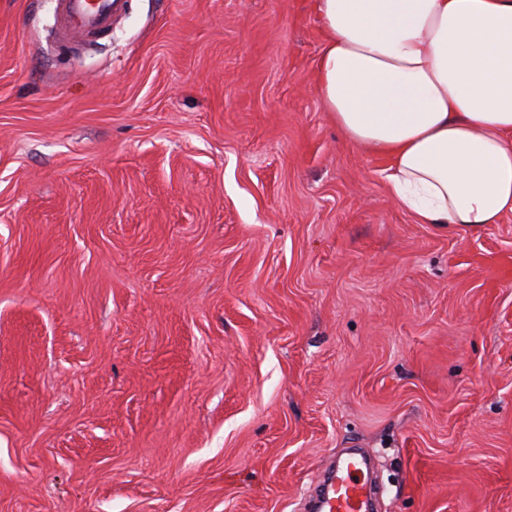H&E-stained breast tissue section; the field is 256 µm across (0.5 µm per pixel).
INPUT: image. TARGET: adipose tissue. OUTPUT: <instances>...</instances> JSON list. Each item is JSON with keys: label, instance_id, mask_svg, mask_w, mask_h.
<instances>
[{"label": "adipose tissue", "instance_id": "obj_1", "mask_svg": "<svg viewBox=\"0 0 512 512\" xmlns=\"http://www.w3.org/2000/svg\"><path fill=\"white\" fill-rule=\"evenodd\" d=\"M319 96L423 224L512 213V0H315Z\"/></svg>", "mask_w": 512, "mask_h": 512}]
</instances>
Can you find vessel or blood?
Instances as JSON below:
<instances>
[{"label":"vessel or blood","mask_w":512,"mask_h":512,"mask_svg":"<svg viewBox=\"0 0 512 512\" xmlns=\"http://www.w3.org/2000/svg\"><path fill=\"white\" fill-rule=\"evenodd\" d=\"M57 33L60 40L97 36L108 31L127 0H55ZM314 512H370L365 462L347 458L336 470L322 477Z\"/></svg>","instance_id":"1"}]
</instances>
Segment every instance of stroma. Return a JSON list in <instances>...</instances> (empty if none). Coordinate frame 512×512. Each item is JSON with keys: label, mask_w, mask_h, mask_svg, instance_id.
<instances>
[{"label": "stroma", "mask_w": 512, "mask_h": 512, "mask_svg": "<svg viewBox=\"0 0 512 512\" xmlns=\"http://www.w3.org/2000/svg\"><path fill=\"white\" fill-rule=\"evenodd\" d=\"M0 0V512H512V214L419 223L314 81V0ZM57 33L64 42L97 36L112 27L127 0H55ZM318 495L312 503L315 512H369L366 463L350 456L336 470L324 475L317 484Z\"/></svg>", "instance_id": "obj_1"}]
</instances>
